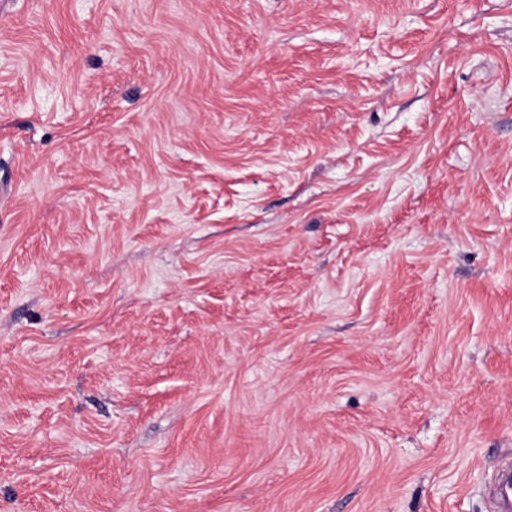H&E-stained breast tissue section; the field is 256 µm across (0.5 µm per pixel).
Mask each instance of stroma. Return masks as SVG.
Masks as SVG:
<instances>
[{"label": "stroma", "mask_w": 512, "mask_h": 512, "mask_svg": "<svg viewBox=\"0 0 512 512\" xmlns=\"http://www.w3.org/2000/svg\"><path fill=\"white\" fill-rule=\"evenodd\" d=\"M512 0H0V512H496Z\"/></svg>", "instance_id": "35a3bbf8"}]
</instances>
